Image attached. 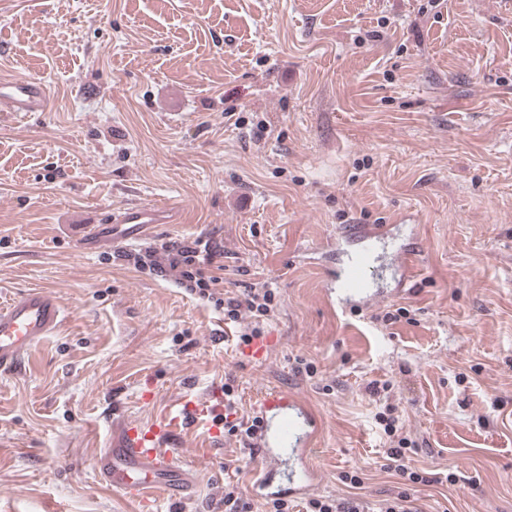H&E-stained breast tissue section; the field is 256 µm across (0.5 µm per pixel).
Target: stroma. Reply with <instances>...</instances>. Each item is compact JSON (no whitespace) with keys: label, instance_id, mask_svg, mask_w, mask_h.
Returning a JSON list of instances; mask_svg holds the SVG:
<instances>
[{"label":"stroma","instance_id":"obj_1","mask_svg":"<svg viewBox=\"0 0 512 512\" xmlns=\"http://www.w3.org/2000/svg\"><path fill=\"white\" fill-rule=\"evenodd\" d=\"M1 74L40 78L49 108L0 112V304L44 289L65 319L0 375V512H211L228 481L267 512L262 459L238 469L224 433L205 456L173 439L191 500L94 476L114 426L228 377L244 412L273 388L317 414L318 495L383 512L406 491L365 392L387 382L436 476L408 512H512V0H0ZM157 202L184 212L148 242L213 232L222 288L274 283L265 361L223 311L123 265L122 241L77 238ZM402 213L423 244L405 293L341 313L327 243Z\"/></svg>","mask_w":512,"mask_h":512}]
</instances>
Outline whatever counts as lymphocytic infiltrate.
<instances>
[{
  "label": "lymphocytic infiltrate",
  "mask_w": 512,
  "mask_h": 512,
  "mask_svg": "<svg viewBox=\"0 0 512 512\" xmlns=\"http://www.w3.org/2000/svg\"><path fill=\"white\" fill-rule=\"evenodd\" d=\"M117 256L138 271L172 278L199 300L223 310L225 319L239 325V340L244 344L263 335V323L277 306L275 290L265 284H255L236 293L220 288L218 273L224 268V245L208 234L171 238L157 246L123 249ZM377 421L390 440L382 456L384 469L412 487L428 483L427 472L413 470L408 464L417 444L404 434L397 406L386 404L378 412Z\"/></svg>",
  "instance_id": "obj_1"
}]
</instances>
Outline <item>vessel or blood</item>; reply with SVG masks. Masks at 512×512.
<instances>
[{
	"mask_svg": "<svg viewBox=\"0 0 512 512\" xmlns=\"http://www.w3.org/2000/svg\"><path fill=\"white\" fill-rule=\"evenodd\" d=\"M48 107L44 83L35 77L0 78V112L21 115L43 112ZM176 207L129 205L107 217L112 227H124L126 238H137L153 224H170ZM342 240L356 243L344 260L325 275V293L331 304L347 313L379 300L376 283L383 272L381 252L391 254V263L401 276H408L420 261L421 242L414 237L395 239L390 225L348 224L339 233ZM64 320L60 298L39 289L19 293L8 306L0 307V373L15 370L22 360ZM260 426L254 445L264 460L287 457L291 466L288 491L305 495L315 487L316 474L310 463L316 417L305 400L277 389L260 393L256 405ZM224 412V394L215 391L205 399L185 396L178 410L166 411L150 422L124 421L117 438L99 450L93 463L101 484L113 491L147 499L169 489L193 498L200 476L186 461L166 449L167 439L184 429L214 438L216 418Z\"/></svg>",
	"mask_w": 512,
	"mask_h": 512,
	"instance_id": "vessel-or-blood-1",
	"label": "vessel or blood"
}]
</instances>
